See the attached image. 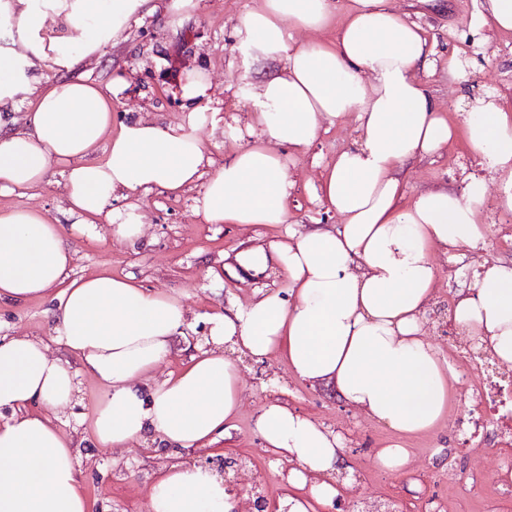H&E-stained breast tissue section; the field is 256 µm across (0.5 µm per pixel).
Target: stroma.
Masks as SVG:
<instances>
[{
    "mask_svg": "<svg viewBox=\"0 0 512 512\" xmlns=\"http://www.w3.org/2000/svg\"><path fill=\"white\" fill-rule=\"evenodd\" d=\"M253 0H199L195 12L173 19L169 0H152L153 10L131 24L119 41L90 56H78L70 77L84 76L105 85L124 73L127 88L112 108L114 123L133 116L162 123L181 121L186 113L180 92L192 72L207 75L211 88L202 101L203 112L245 114L247 105L236 94L238 84L260 83L277 64L264 62L246 68L235 50L233 23ZM427 32L433 46L434 73L419 71L433 103L454 130L447 148L437 156L403 163L399 176L404 194L398 205L409 207L424 191L446 188L462 192L470 175L480 173L478 158L464 135L461 114L473 98L493 94L512 108V33L490 34L486 44H473L470 27L475 0H435L426 8L418 0H392ZM463 52V68L448 71L454 52ZM355 138L349 125H337L320 135L312 152L291 157L287 167L295 181L288 200L290 222L330 229L339 217L318 202L315 189L324 165ZM195 192L174 197L155 192L141 202L146 226L139 240L129 243L112 236L73 240L72 274L88 276L111 270L118 277L132 276L144 287L174 293L183 303L190 327L178 337L172 353L159 366L166 375L186 365L194 345L206 340L205 313L223 309L228 299L247 302L257 286L229 266L238 250L267 241L278 228L243 224H200L192 208ZM62 194L50 185L19 196L0 195V207H37L55 224L65 223ZM491 231L481 249H461L448 259L434 252L437 266V300L429 315L428 337L440 357L454 368L448 382V413L430 432L407 438L411 462L405 472L387 473L374 463V452L391 437L384 425L348 405L334 385L297 379L284 353L264 361L242 357V407L225 433L214 444L197 449H177L159 444L131 443L129 448L100 447L88 426L101 398L98 385L78 375V411L61 416L65 431L79 444V479L89 507L104 512H146L153 474L173 460L192 464L211 457L220 460L223 474L248 499L281 500L288 492L282 477L283 463L267 448L256 429L259 415L271 403L281 402L308 418L340 432L345 440L342 463L351 468L336 505L317 512H512V500L498 492L499 473L512 466V444L494 434L492 423L512 425V404L489 408L476 382L492 378L490 370L470 376L457 358L456 329L446 328L449 307L459 292L472 285L469 271L484 262L512 260V224L494 208L480 214ZM224 268V279L212 281L209 268ZM50 299L36 298L20 305H0V337L34 336L54 343Z\"/></svg>",
    "mask_w": 512,
    "mask_h": 512,
    "instance_id": "stroma-1",
    "label": "stroma"
}]
</instances>
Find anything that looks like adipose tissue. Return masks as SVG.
Listing matches in <instances>:
<instances>
[{
	"instance_id": "1",
	"label": "adipose tissue",
	"mask_w": 512,
	"mask_h": 512,
	"mask_svg": "<svg viewBox=\"0 0 512 512\" xmlns=\"http://www.w3.org/2000/svg\"><path fill=\"white\" fill-rule=\"evenodd\" d=\"M150 0H0V108L27 104L24 126L0 128V195L60 184L71 231L88 237L106 219L115 239L143 233L142 216L118 200L196 187L194 213L206 224L281 225L265 245L239 250L235 268L281 277L248 303L208 315L207 347L178 372L157 377L186 324L170 292L103 272L70 278L73 252L61 225L31 208L0 209V302L59 288L52 311L59 353L31 336L0 338V512H88L75 439L61 427L78 373L102 399L90 430L99 445L137 440L199 448L222 437L240 408L235 354L254 360L284 351L295 375L329 382L341 397L397 436L379 449L381 470L402 471L400 437L427 432L448 408L452 365L427 339L436 268L445 254L483 244L477 217L488 205L512 213V114L493 98L465 117L469 147L487 173L462 193H420L402 210L400 164L437 154L453 135L416 69L434 70L422 26L388 0H351L328 43L295 39L328 27L334 0H258L239 16L236 48L246 61L279 71L247 86L246 145L218 169L198 137L206 117L180 123L133 118L112 125L125 88L77 78L41 87L44 72L71 70L77 53L114 43ZM354 122L358 138L322 174L318 201L342 219L335 229L289 224L293 182L283 149L307 154L327 127ZM458 296L453 323L486 354L512 364V263L481 265ZM265 443L289 464L284 512H309L339 494V433L280 403L257 420ZM148 512H239L223 477L199 465L163 467Z\"/></svg>"
}]
</instances>
